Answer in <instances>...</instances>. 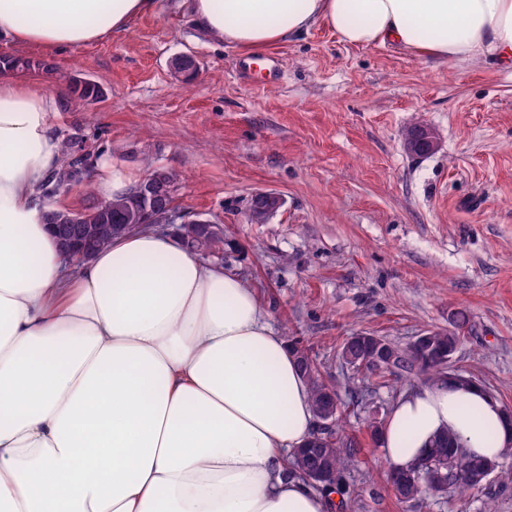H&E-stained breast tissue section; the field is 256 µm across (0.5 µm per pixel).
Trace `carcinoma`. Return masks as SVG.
I'll return each instance as SVG.
<instances>
[{
	"label": "carcinoma",
	"instance_id": "obj_1",
	"mask_svg": "<svg viewBox=\"0 0 512 512\" xmlns=\"http://www.w3.org/2000/svg\"><path fill=\"white\" fill-rule=\"evenodd\" d=\"M32 70L49 71L51 66L31 58L0 55V73L21 74ZM102 95V88L95 82L79 78L70 82L68 100L71 102L86 104L89 100ZM62 147L64 165L42 184L41 196L50 205L57 196L72 186L83 185L86 188V200L75 210H49L48 223L69 224L71 219H76L77 223L85 225L94 233V247L97 250L109 245L113 237L140 228L145 206L139 197L124 192L100 201L94 196L90 180L79 176L81 169L89 163L90 156L83 137L78 133L70 134L62 140ZM147 177L153 179V183L162 189V195L156 199L159 206L163 207L174 201L178 182V174L174 170L158 167L151 170ZM180 236L186 246L193 251L200 246L211 254L224 251V229L219 226L206 235L197 224H183L180 227ZM464 324L465 319L458 315L453 328L427 330L422 333L425 353L421 354V357L429 359V363L423 367L417 364L410 347H400L387 340L384 341V348L388 351V356L376 360L373 347L375 335L369 332H360L350 337L341 348V358L360 352L365 360L364 368L371 372L398 370L411 373L419 370L427 375L428 383L435 384L444 379L443 367L435 361V355L440 352L446 354L448 347L456 345L459 330ZM289 346L306 379L316 415L320 416L325 411L331 412V424L322 432L321 437L308 441L306 447L292 456L288 461V474L310 484L311 469L323 465L336 470L337 475L344 477L354 465L361 441L342 429L341 418L344 409L336 387L321 378L318 366L308 349L293 337L289 339ZM459 444L458 437L448 430L436 437L431 448L412 468L395 473L398 484L394 490L396 498L403 502L414 501L439 490L443 485L467 491L483 483L485 476L492 474L504 482H512V469H503L498 461L475 459L466 454V465L454 467L448 462V458Z\"/></svg>",
	"mask_w": 512,
	"mask_h": 512
}]
</instances>
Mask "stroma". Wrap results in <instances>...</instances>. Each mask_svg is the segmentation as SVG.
Wrapping results in <instances>:
<instances>
[{"instance_id": "1", "label": "stroma", "mask_w": 512, "mask_h": 512, "mask_svg": "<svg viewBox=\"0 0 512 512\" xmlns=\"http://www.w3.org/2000/svg\"><path fill=\"white\" fill-rule=\"evenodd\" d=\"M274 51L284 74L269 85L265 56L203 36L189 0H157L125 32L86 45L0 40V53L50 64L32 75L50 92L67 95L75 77L102 87L101 102L52 113L59 135L81 129L91 152L139 177L177 171V208L223 225L224 269L256 288L348 405L344 428L364 442L348 477L361 494L354 512H512V484L493 476L400 502L364 422L387 420L424 375L370 373L340 356L357 332L405 347L461 312L451 370L512 407V69L349 46L323 25ZM181 56L195 60L193 77L175 70ZM418 125L440 139L425 156L405 146ZM258 190L284 205L251 224Z\"/></svg>"}]
</instances>
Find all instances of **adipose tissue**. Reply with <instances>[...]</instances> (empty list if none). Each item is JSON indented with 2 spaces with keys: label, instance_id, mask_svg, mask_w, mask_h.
<instances>
[{
  "label": "adipose tissue",
  "instance_id": "obj_1",
  "mask_svg": "<svg viewBox=\"0 0 512 512\" xmlns=\"http://www.w3.org/2000/svg\"><path fill=\"white\" fill-rule=\"evenodd\" d=\"M154 9L0 0V38L81 45ZM191 12L256 56L323 24L350 46L512 68V0H191ZM59 109L0 75V512H330L331 496L287 476L316 414L252 287L153 228L65 258L40 194L63 163ZM447 429L479 457L512 450L500 403L444 380L395 403L388 467L409 469Z\"/></svg>",
  "mask_w": 512,
  "mask_h": 512
}]
</instances>
